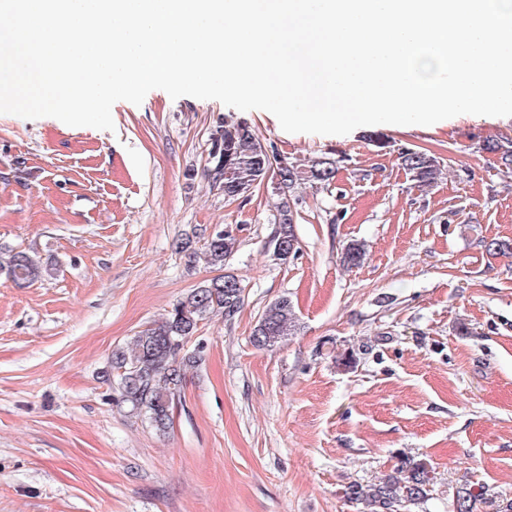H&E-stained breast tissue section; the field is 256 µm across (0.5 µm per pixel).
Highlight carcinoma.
Listing matches in <instances>:
<instances>
[{"instance_id":"carcinoma-1","label":"carcinoma","mask_w":512,"mask_h":512,"mask_svg":"<svg viewBox=\"0 0 512 512\" xmlns=\"http://www.w3.org/2000/svg\"><path fill=\"white\" fill-rule=\"evenodd\" d=\"M487 149L500 155L502 163L512 168V139L492 143ZM215 169L224 175V197L234 200L260 185L272 169L266 149L249 126L224 122V132L212 150ZM399 159L413 181L421 186L436 183L443 169L436 157L405 148ZM281 188L274 193L273 224L276 229L267 241V249L280 262L299 251L294 232L295 211L290 192L302 181L328 185L336 177V160L322 156L306 169L290 162L280 171ZM237 239L231 234L213 233L206 241L202 258L215 269L235 249ZM365 258L364 246L348 243L342 252L343 264L358 266ZM0 271L19 288L26 287L49 269H43L24 252H15L0 263ZM243 304V289L231 276H217L192 289L177 301L168 315L138 332L130 345L112 353L108 380L118 393V403L127 413L145 420L160 433L171 426L173 410L181 400L185 370L201 361L200 351L190 352L179 345L198 330L208 317L221 313L232 318ZM297 330L293 306L286 298L270 304L252 333V343L267 349L282 342ZM429 478L424 468L415 465L399 480L387 477L370 485H352L348 496L363 504L366 512H400L404 503H415L428 496ZM483 494L463 486L456 491L457 512H478Z\"/></svg>"}]
</instances>
